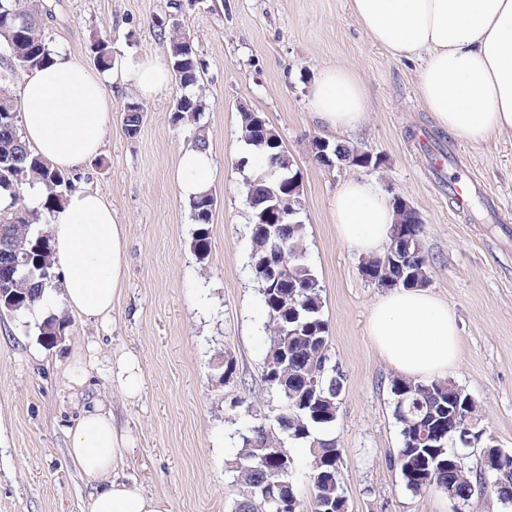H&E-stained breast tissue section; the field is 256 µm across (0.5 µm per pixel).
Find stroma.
Instances as JSON below:
<instances>
[{
	"label": "stroma",
	"instance_id": "35a3bbf8",
	"mask_svg": "<svg viewBox=\"0 0 512 512\" xmlns=\"http://www.w3.org/2000/svg\"><path fill=\"white\" fill-rule=\"evenodd\" d=\"M51 45L92 62L96 40L112 42L116 68L145 56L166 59L159 20L177 17L204 64L206 127L217 205L205 255L175 183L179 152L193 125L175 123V84L144 101L141 131L127 138L122 109L137 98L107 84L111 119L104 152L74 174L78 188L106 195L126 227V271L108 321L58 315L69 326L47 342L31 313L0 315V512H86L97 489L68 452L85 407L110 410L129 436L120 477L137 482L169 512H232L248 495L232 468L242 437L256 424L293 458L300 512H309L304 449L279 429L282 400L264 380L270 337L251 270L248 176L239 160V110L261 113L294 159L307 260L322 286L330 359L346 376L330 432L340 451L348 512H452L446 494L407 490L393 461L402 446L390 382L398 372L367 333L384 289L363 277L361 257L336 236L329 203L342 182L361 177L390 186L423 219L429 291L457 317L460 359L448 379L476 401L494 445L512 452V132L474 145L437 125L422 104L416 64L397 60L359 27L351 0H50ZM342 65L363 83L367 121L344 141L378 156L380 168L326 169L308 141L325 131L311 116L307 90L321 69ZM433 145H457L454 176L477 180L497 214L462 213L434 178ZM41 349L34 357L33 349ZM140 360L144 386L129 399L110 374L122 354ZM89 358L88 379L71 388L66 369ZM234 371L225 374V361Z\"/></svg>",
	"mask_w": 512,
	"mask_h": 512
}]
</instances>
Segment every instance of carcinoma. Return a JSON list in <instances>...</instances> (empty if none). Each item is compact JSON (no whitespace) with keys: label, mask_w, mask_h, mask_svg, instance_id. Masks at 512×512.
<instances>
[{"label":"carcinoma","mask_w":512,"mask_h":512,"mask_svg":"<svg viewBox=\"0 0 512 512\" xmlns=\"http://www.w3.org/2000/svg\"><path fill=\"white\" fill-rule=\"evenodd\" d=\"M0 0V49L9 66L0 71V192L13 199L12 205L0 210V238L27 251L31 257L32 275L1 283L12 289L16 300L12 305L0 304V311L18 314L31 312L42 300L46 289L58 287L55 267L44 276L40 265L52 258L49 236L38 230L41 214L19 204L26 184L42 183L48 191L45 210L61 202L71 189V179L65 172L53 169L41 157L29 150L20 134V98L11 88L13 74L41 65L48 51L43 23L20 25L19 18L30 11L50 12V5L39 0ZM163 37L168 40L167 67L172 81L181 90L172 112L177 122L195 125L194 146L208 147V138L201 118L206 108V86L203 66L194 42L184 39L177 23L160 24ZM94 63L105 72L112 69V47L104 39L92 49ZM122 117L124 134L134 139L141 130L143 106L137 100L125 103ZM260 114L240 111V138L252 153L241 164L252 165L246 188L253 191L252 204V263H257L270 249V239L263 224L264 213L272 204L288 209L285 223L276 225L278 240L288 259V282L261 296L268 319L270 344L265 357V382L282 396V411L277 416L281 430L288 439L303 445L309 451L308 481L311 490V512H340L346 502L340 478V452L336 439L329 430L336 421L339 401L344 389L345 375L339 367L324 366L328 358V324L323 318V300L320 282L307 261L305 224L301 212L300 185H282L269 176L277 171L293 176L294 160L282 146L280 138L263 123V131L254 126ZM334 149L336 165L360 166L362 149L339 140L329 142ZM216 199L208 194L189 201L191 219L199 226L195 249L203 255L208 250L205 226L212 223ZM422 225H414V233L407 245L411 264L410 282L401 279L402 270L394 262L395 252L388 250L360 263L363 276L385 288H425L429 285L428 260L422 251ZM67 319L50 316L39 325L40 335L52 342L65 334ZM456 383L448 379L431 381L395 378L391 392L395 397L394 415L401 428L402 447L394 464L399 467L406 489L420 492L434 488L448 492L453 485L474 484L483 493L512 501V454L499 458L493 468L477 465L472 470L461 463L457 452L448 444L460 443L458 435L448 432V388ZM445 432L439 448H426L414 436L419 421ZM279 442L269 437L265 427L254 425L243 437L242 447L234 468L237 479L249 489L250 496L237 503L235 512H270L273 499L288 493L294 486L291 470L276 461Z\"/></svg>","instance_id":"cac0c4a2"}]
</instances>
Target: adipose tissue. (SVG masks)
Here are the masks:
<instances>
[{
  "label": "adipose tissue",
  "instance_id": "1",
  "mask_svg": "<svg viewBox=\"0 0 512 512\" xmlns=\"http://www.w3.org/2000/svg\"><path fill=\"white\" fill-rule=\"evenodd\" d=\"M368 38L392 57L418 64L420 96L441 127L472 143L512 132V0H352ZM144 98L169 74L146 57L119 72ZM21 135L27 146L61 170H77L105 147L110 100L102 78L77 56L50 48L47 61L25 73ZM309 108L332 131H352L367 118L358 76L325 67L308 94ZM210 151L184 149L176 183L185 198L211 187ZM331 216L339 240L359 254L388 241L396 212L388 195L352 177L337 191ZM53 260L63 274L69 311L105 320L123 284L125 227L99 192H69L49 214ZM368 334L378 352L412 380L443 375L459 357V330L447 303L422 288L397 289L372 308ZM127 437L110 413L85 410L71 434L69 453L99 488L88 512H168L165 503L134 483L116 479Z\"/></svg>",
  "mask_w": 512,
  "mask_h": 512
}]
</instances>
